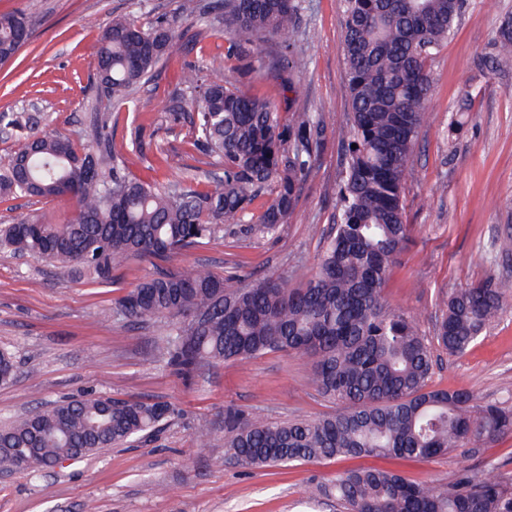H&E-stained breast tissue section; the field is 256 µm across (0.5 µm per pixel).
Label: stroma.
Listing matches in <instances>:
<instances>
[{
	"label": "stroma",
	"instance_id": "obj_1",
	"mask_svg": "<svg viewBox=\"0 0 512 512\" xmlns=\"http://www.w3.org/2000/svg\"><path fill=\"white\" fill-rule=\"evenodd\" d=\"M24 13L30 38L0 65V112L42 100L51 128L82 140L94 97L90 78L100 26L115 18L150 26L166 19L196 33L188 52L160 64L132 102L112 111V136L129 172L165 183L180 179L162 150L183 154L201 191L220 165L190 144L189 129H167L162 117L180 94L188 64L224 63L233 88L273 102L283 121L320 112L326 133L318 170L301 191L288 222L268 237H247L227 224L211 244L171 256L165 269L187 264L257 281L276 273L290 286L313 274L338 199L329 190L342 169L340 131L350 122L342 45L341 0H302L300 36L288 49L276 40L259 48L229 39L223 25L186 17L179 0H0V13ZM512 0H467L453 35L430 63L431 99L405 185L412 243L384 288L390 307L413 318L433 339L443 299L488 277H512V60L493 59L501 18ZM274 61L257 75L256 55ZM152 133L150 148L130 145L134 127ZM75 212L68 195L0 201V225L37 215L63 224ZM157 265L124 263L112 282L63 281L48 263L0 251V351L17 375L0 386V422L67 397L109 395L175 404L180 414L150 437L134 440L43 473L0 472V512H343L318 497L317 482L349 469L378 467L409 480L446 487L464 469L512 478V436L430 460L345 458L287 467L245 468L224 455V409L237 407L266 423L314 419L339 410L311 382L313 360L292 351L246 363L224 362L184 376L159 357L166 322L141 327L116 312L118 299ZM432 389H465L477 404L512 410V306L465 353L434 351ZM215 429L201 444L195 430Z\"/></svg>",
	"mask_w": 512,
	"mask_h": 512
}]
</instances>
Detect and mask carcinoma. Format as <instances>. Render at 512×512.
I'll return each mask as SVG.
<instances>
[{
  "label": "carcinoma",
  "mask_w": 512,
  "mask_h": 512,
  "mask_svg": "<svg viewBox=\"0 0 512 512\" xmlns=\"http://www.w3.org/2000/svg\"><path fill=\"white\" fill-rule=\"evenodd\" d=\"M181 13L212 14L245 44L266 37L286 46L299 32L301 0H180ZM343 51L351 123L343 132L341 208L302 286L278 275L233 288L197 266L146 275L123 296L118 314L149 324L169 319L166 362L193 373L225 361L246 363L293 351L314 358L311 382L342 404L312 420L267 424L230 407L225 456L261 468L338 457L427 460L474 442L512 436V412L478 405L462 389L430 390L428 344L415 321L392 310L383 288L410 241L404 187L427 104L429 61L448 40L464 0H342ZM19 12L0 14V63L26 44ZM194 36L171 23L145 28L127 18L106 24L95 56L96 95L85 141L42 132L41 113L0 112L13 139L0 165V198L68 194L76 212L66 224L29 216L0 227V249L55 267L61 280H112L136 258L165 259L216 240L225 224L247 235L275 233L294 208L320 151L324 119L301 112L286 124L270 101L224 82V65L182 68L190 95L175 99L173 123L187 121L191 146L215 156L223 176L214 188L180 182L162 187L130 174L112 144L104 101L127 103L158 65L183 54ZM496 56L512 58V17L504 19ZM357 148H352V145ZM273 198L256 220L249 206L265 189ZM512 298V281L487 278L445 301L437 342L462 354ZM16 365L0 351V386ZM179 409L171 403L81 397L36 408L0 425V470L45 471L60 459H83L154 434ZM346 512H512V479L460 471L441 491L389 470L358 468L317 484Z\"/></svg>",
  "instance_id": "carcinoma-1"
}]
</instances>
